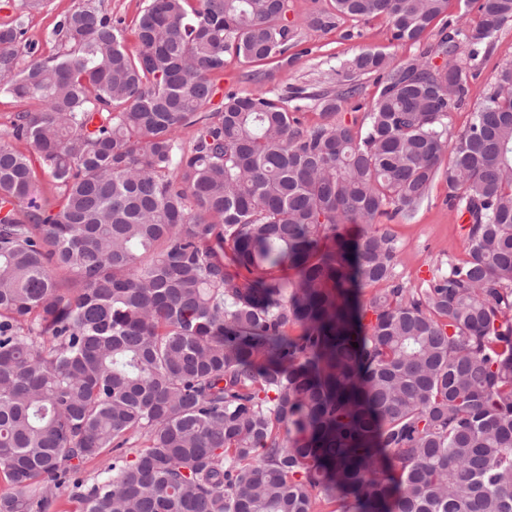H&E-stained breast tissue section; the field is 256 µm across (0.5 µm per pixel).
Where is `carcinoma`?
Wrapping results in <instances>:
<instances>
[{"mask_svg": "<svg viewBox=\"0 0 512 512\" xmlns=\"http://www.w3.org/2000/svg\"><path fill=\"white\" fill-rule=\"evenodd\" d=\"M448 2L334 7L417 43ZM42 4L0 25V91L36 103L11 122L28 152L0 144V512H53L69 479L76 512H512V63L445 122L470 93L451 55L512 0L443 24L444 75L355 55L313 125L263 88L204 111L225 54L288 53V0H146L135 56L84 0L48 58L25 42ZM368 74L366 121H336ZM439 176L465 258L412 288L378 219Z\"/></svg>", "mask_w": 512, "mask_h": 512, "instance_id": "cac0c4a2", "label": "carcinoma"}]
</instances>
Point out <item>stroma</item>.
<instances>
[{"label": "stroma", "instance_id": "1", "mask_svg": "<svg viewBox=\"0 0 512 512\" xmlns=\"http://www.w3.org/2000/svg\"><path fill=\"white\" fill-rule=\"evenodd\" d=\"M81 3L82 0H48L45 8L26 16L25 38L37 56L47 58L64 50V43L60 37L53 35L52 29L61 16L72 12ZM98 3L113 21L121 24L126 51L137 53L140 45L135 22L145 0H98ZM332 4L333 0H288L287 20L296 42L292 60L285 65L275 59L262 64H248L234 55H225L223 72L213 77L215 94L207 106L208 111L221 108L227 91L247 94L262 86L272 95L280 97L288 111L298 113L304 124L312 125L322 120L320 102L293 98V91L299 88L314 91L335 86L337 70L361 50L384 52L401 64L422 58L435 68L446 65V57L434 50L440 23H433L421 41L415 44L393 41L390 25L382 18L353 20L336 17L329 26L313 25V17L331 11ZM457 58L471 63V93L448 114V132L452 135L468 125L482 91L493 83L502 66L512 63V24L504 25L495 34L491 50L479 51L474 56L470 53L469 44L464 42L458 48ZM381 224L397 240V274L408 286H426L438 270L447 268L449 261L465 256L463 221L448 206V187L444 179L433 181L427 199L413 218L385 217Z\"/></svg>", "mask_w": 512, "mask_h": 512}]
</instances>
